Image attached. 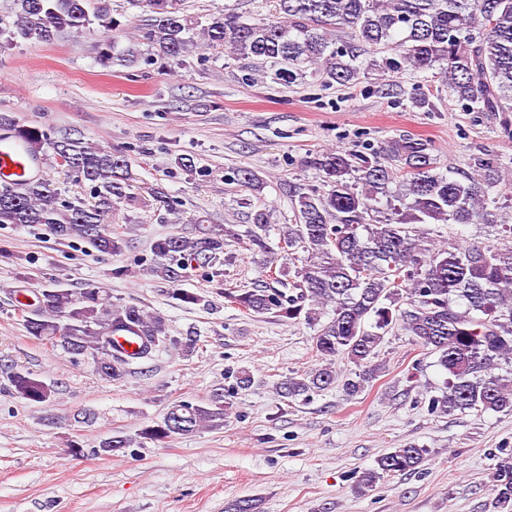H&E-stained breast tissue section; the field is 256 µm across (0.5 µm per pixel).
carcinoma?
I'll list each match as a JSON object with an SVG mask.
<instances>
[{
    "mask_svg": "<svg viewBox=\"0 0 512 512\" xmlns=\"http://www.w3.org/2000/svg\"><path fill=\"white\" fill-rule=\"evenodd\" d=\"M111 0H14L9 41L51 43L69 31L92 39L96 58L107 66L134 67L156 58L178 60L200 48L224 49L236 62L244 84L264 78L290 86L314 81L323 86L354 85L388 52L385 69L441 70L450 93L475 112L502 114L512 132V0H276V13L247 19L227 11L201 21L182 8V0H129L148 17L140 37L119 47ZM146 44L148 53L139 45ZM0 129L23 138L31 153L52 160L88 185L89 195L62 197L47 177L18 187L0 186V224L43 226L59 240H77L102 254H118L123 235L107 218L121 203L135 202L137 180L129 158L99 144L21 122L0 110ZM319 183L292 192L294 223L269 239L268 215L257 209L245 231L233 224L195 220L190 234L171 233L151 243L148 272L173 286L175 299L191 305L204 297L182 288L190 272L224 262L229 243L261 256L268 278L251 288L226 289L224 299L246 315L271 313L282 321L317 326L319 365L278 382L283 399L322 392L336 383V357L358 373L344 382L361 393L381 370L373 363L384 336L396 329L437 357L449 375L448 391L432 399V409L512 415V371L494 373L498 361L512 363V248L453 241L425 245L429 224H502L500 199L512 193L500 166L475 156L472 172L440 171L429 144L409 135L369 152L327 150L307 156ZM401 180L407 194L390 190ZM304 253L294 275L288 260ZM331 307L325 323L320 310ZM27 333L72 355L92 359L107 382L119 383L130 363L112 353V335L134 331L145 339L140 352L149 359L167 340L164 320L133 306L112 303L106 289L86 284L39 289L26 305ZM254 382L247 370L235 376L233 390L213 393L205 402L180 401L139 437L165 444L205 428L224 426L230 398ZM11 386L30 403L50 401L53 387L29 371L10 375ZM134 439L114 435L97 452L128 448ZM425 449L412 444L377 460L360 476L362 488L386 476L417 469ZM496 502L512 509V460L498 462Z\"/></svg>",
    "mask_w": 512,
    "mask_h": 512,
    "instance_id": "cac0c4a2",
    "label": "carcinoma"
}]
</instances>
